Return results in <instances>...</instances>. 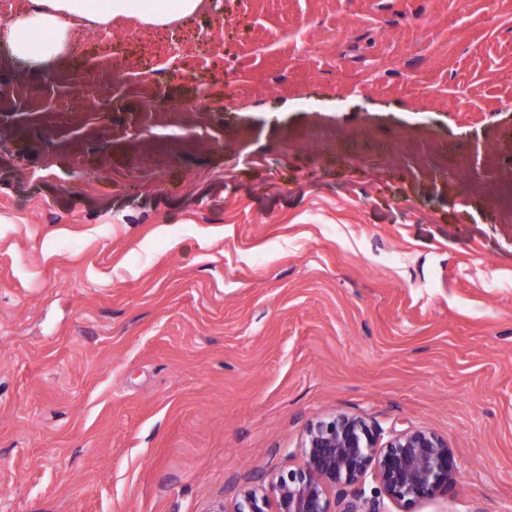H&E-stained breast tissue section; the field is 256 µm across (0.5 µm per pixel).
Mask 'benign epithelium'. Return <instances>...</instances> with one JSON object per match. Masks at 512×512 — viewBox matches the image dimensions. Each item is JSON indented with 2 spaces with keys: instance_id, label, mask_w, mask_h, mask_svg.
Wrapping results in <instances>:
<instances>
[{
  "instance_id": "benign-epithelium-1",
  "label": "benign epithelium",
  "mask_w": 512,
  "mask_h": 512,
  "mask_svg": "<svg viewBox=\"0 0 512 512\" xmlns=\"http://www.w3.org/2000/svg\"><path fill=\"white\" fill-rule=\"evenodd\" d=\"M301 463L241 489L234 501H214L206 512H377L380 497L404 508L448 489L458 466L448 442L432 431L409 429L384 443L362 418L334 414L310 424L299 446ZM371 496L334 500L336 487L368 473Z\"/></svg>"
}]
</instances>
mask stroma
Wrapping results in <instances>:
<instances>
[{
	"mask_svg": "<svg viewBox=\"0 0 512 512\" xmlns=\"http://www.w3.org/2000/svg\"><path fill=\"white\" fill-rule=\"evenodd\" d=\"M177 33V71L133 22L50 80L0 46V512H204L332 413L447 440L412 512H512V207L450 164L512 183V0H208ZM158 46L157 55L162 59L164 66L179 69L187 65L190 51L178 37L171 35Z\"/></svg>",
	"mask_w": 512,
	"mask_h": 512,
	"instance_id": "1",
	"label": "stroma"
}]
</instances>
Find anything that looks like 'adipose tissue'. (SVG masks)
Instances as JSON below:
<instances>
[{"mask_svg": "<svg viewBox=\"0 0 512 512\" xmlns=\"http://www.w3.org/2000/svg\"><path fill=\"white\" fill-rule=\"evenodd\" d=\"M204 5L205 0H29L0 24V45L38 65L67 50L75 30L107 32L123 20L166 29L198 14Z\"/></svg>", "mask_w": 512, "mask_h": 512, "instance_id": "obj_1", "label": "adipose tissue"}]
</instances>
